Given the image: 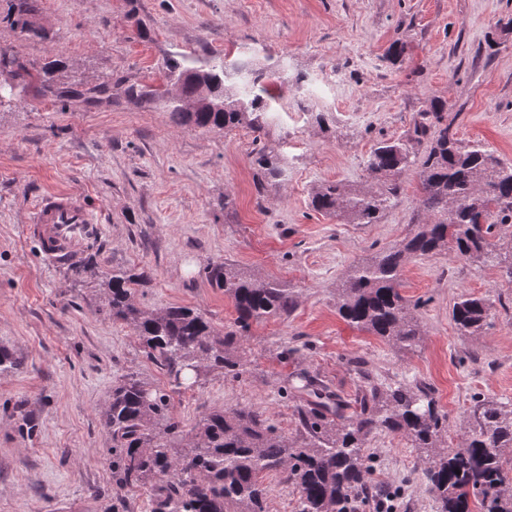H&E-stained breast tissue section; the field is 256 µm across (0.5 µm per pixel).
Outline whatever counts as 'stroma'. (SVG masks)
Returning <instances> with one entry per match:
<instances>
[{
  "instance_id": "stroma-1",
  "label": "stroma",
  "mask_w": 512,
  "mask_h": 512,
  "mask_svg": "<svg viewBox=\"0 0 512 512\" xmlns=\"http://www.w3.org/2000/svg\"><path fill=\"white\" fill-rule=\"evenodd\" d=\"M8 8L0 0V49H20L34 74L58 61L59 81L86 89L116 76L156 85L167 56L207 50L304 82L273 104L262 140L287 156L288 177L260 192L249 129L199 131L118 96L89 104L28 91L0 103V349L20 359L0 376V512H150L148 491L113 484L100 420L113 385L132 373L166 390L183 430L246 405L292 439L299 386L313 379L354 398L360 360L379 387H430L454 437L473 399L512 400V282L498 267L450 250L409 258L400 291L422 326L410 349L336 312L346 269L421 220L415 172L400 177L377 224L310 206L326 181L379 184L366 167L372 149L412 135L435 100L462 144L485 142L512 162V0H42L44 42L23 40ZM134 16L148 38L132 32ZM394 45L403 49L395 61ZM55 190L82 193L103 215L105 234L88 250L94 273L45 264L25 235L31 204ZM224 260L288 283L296 307L252 326L242 375L216 368L178 387L111 319L99 278L145 269L141 306H188L221 329L234 306L205 268ZM465 293L494 302L477 336L458 335L452 320ZM368 468L370 484L396 495L397 512H438L421 454L403 436L373 432Z\"/></svg>"
}]
</instances>
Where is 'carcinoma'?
<instances>
[{
	"label": "carcinoma",
	"mask_w": 512,
	"mask_h": 512,
	"mask_svg": "<svg viewBox=\"0 0 512 512\" xmlns=\"http://www.w3.org/2000/svg\"><path fill=\"white\" fill-rule=\"evenodd\" d=\"M38 0H10L7 21L26 40H45L38 22ZM49 63L39 74L40 91L60 100ZM0 70L11 73L18 91L33 75L17 50H0ZM264 72L251 59L224 55L173 54L162 64L159 85L107 79L99 92L120 90L134 104L160 109L176 122L199 129L231 131L241 126L261 138L269 125L273 96ZM440 101L424 113L414 137L379 143L367 169L385 178L376 190L324 182L311 193L313 209L349 224H377L397 197L396 178L414 169L424 219L397 244L349 267L336 288V310L353 327L399 348L416 345L421 333L416 306L400 293L409 256L442 250L497 265L512 280V163L501 161L482 143L464 145ZM429 138L424 151L417 145ZM255 186L288 177V162L263 145L253 152ZM207 279L231 299L234 328L217 331L201 313L181 305L161 311L134 300L148 271L114 269L101 281L112 319L130 327L150 359L179 385L193 386L205 369L241 375L240 338L252 324L288 315L295 291L278 280H261L228 262L206 266ZM492 301L461 295L452 319L461 336H475L487 324ZM307 407L299 410L304 430L292 441L278 433L263 413L248 407L217 408L195 431L184 434L169 412V395L146 380L128 375L112 388L101 421L112 439L108 449L112 479L119 488L150 489V512H268L265 475L276 473L299 493L297 512H356L367 493L368 436L381 429L405 436L424 456V476L440 512H512V403L485 397L464 412L460 445L447 447L448 415L424 385L398 383L385 389L368 385L347 405L332 399L315 381H306Z\"/></svg>",
	"instance_id": "cac0c4a2"
}]
</instances>
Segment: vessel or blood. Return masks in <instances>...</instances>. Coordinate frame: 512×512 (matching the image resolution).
Wrapping results in <instances>:
<instances>
[{"instance_id": "obj_1", "label": "vessel or blood", "mask_w": 512, "mask_h": 512, "mask_svg": "<svg viewBox=\"0 0 512 512\" xmlns=\"http://www.w3.org/2000/svg\"><path fill=\"white\" fill-rule=\"evenodd\" d=\"M104 226L81 193H47L35 200L26 231L43 258L52 264L75 260L100 239Z\"/></svg>"}]
</instances>
